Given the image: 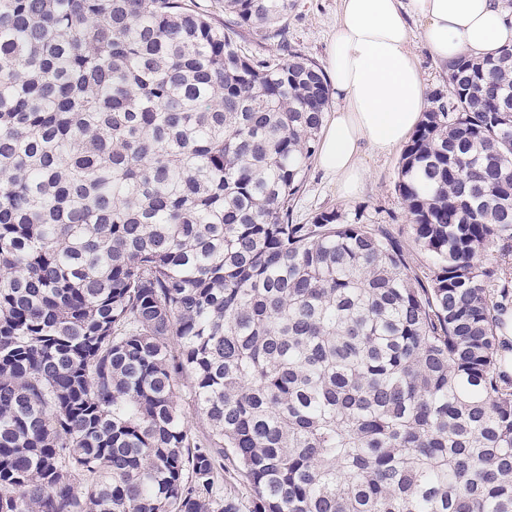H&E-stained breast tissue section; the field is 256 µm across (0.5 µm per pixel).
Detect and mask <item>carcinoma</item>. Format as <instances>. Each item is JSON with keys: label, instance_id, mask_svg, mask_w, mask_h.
<instances>
[{"label": "carcinoma", "instance_id": "1", "mask_svg": "<svg viewBox=\"0 0 512 512\" xmlns=\"http://www.w3.org/2000/svg\"><path fill=\"white\" fill-rule=\"evenodd\" d=\"M291 7L0 0V512H512V49L402 150L420 273L293 223L330 86Z\"/></svg>", "mask_w": 512, "mask_h": 512}]
</instances>
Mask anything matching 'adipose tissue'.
Listing matches in <instances>:
<instances>
[{
	"label": "adipose tissue",
	"mask_w": 512,
	"mask_h": 512,
	"mask_svg": "<svg viewBox=\"0 0 512 512\" xmlns=\"http://www.w3.org/2000/svg\"><path fill=\"white\" fill-rule=\"evenodd\" d=\"M442 66L461 55L494 57L512 48V0H342L326 61L336 107L318 151L342 197L355 194L365 151L405 143L426 106L411 54L410 20Z\"/></svg>",
	"instance_id": "obj_1"
}]
</instances>
